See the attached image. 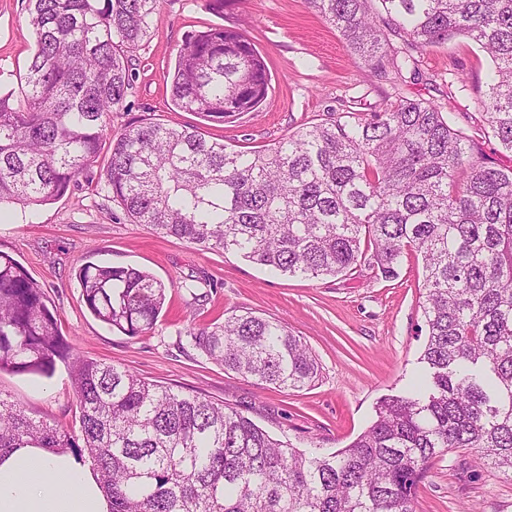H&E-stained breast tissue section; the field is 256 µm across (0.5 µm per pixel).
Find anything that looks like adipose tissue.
Listing matches in <instances>:
<instances>
[{"mask_svg": "<svg viewBox=\"0 0 512 512\" xmlns=\"http://www.w3.org/2000/svg\"><path fill=\"white\" fill-rule=\"evenodd\" d=\"M40 480H31L30 470ZM0 512H109L90 464L67 453L20 448L0 457Z\"/></svg>", "mask_w": 512, "mask_h": 512, "instance_id": "obj_1", "label": "adipose tissue"}]
</instances>
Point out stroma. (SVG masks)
Masks as SVG:
<instances>
[{
	"label": "stroma",
	"instance_id": "35a3bbf8",
	"mask_svg": "<svg viewBox=\"0 0 512 512\" xmlns=\"http://www.w3.org/2000/svg\"><path fill=\"white\" fill-rule=\"evenodd\" d=\"M27 4L0 0V94L17 99L24 89L20 76L35 48ZM223 25L246 32L264 57L271 82L257 111L214 124L173 106L169 83L186 35ZM137 56L126 107L112 115L116 134L151 118L194 125L205 137L260 150L330 116L376 110L400 98L438 105L454 129L476 139L502 167H512V153L489 133L480 105L491 62L464 37L415 52L416 76L379 82L306 0H236L220 15L206 0H160ZM107 160L100 155L60 199L11 207L0 224V251L43 289L80 355L239 407L271 434L325 452L349 444L371 424L380 401L403 393L425 340L424 271L417 252L406 251L392 279L366 267L313 280L273 275L239 256L134 223L121 204L95 190ZM88 262L131 265L166 284V303L153 333L125 336L87 310L78 272ZM190 276L195 279L191 291L181 286ZM247 311L286 321L304 338L321 370L311 388L287 391L243 377L201 356L182 335L191 325ZM0 392L30 416L79 430L64 364L49 377L2 371ZM415 509L512 512V477L483 466L469 450L456 449L432 461L418 486Z\"/></svg>",
	"mask_w": 512,
	"mask_h": 512
}]
</instances>
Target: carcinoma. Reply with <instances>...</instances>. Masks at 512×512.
<instances>
[{"label": "carcinoma", "instance_id": "cac0c4a2", "mask_svg": "<svg viewBox=\"0 0 512 512\" xmlns=\"http://www.w3.org/2000/svg\"><path fill=\"white\" fill-rule=\"evenodd\" d=\"M379 2L381 24L370 0H307L378 79L402 77L411 49L472 40L493 63L488 128L512 152V0ZM156 7L28 0L26 92L17 103L0 95V207L64 196L106 147L97 192L205 250L312 280L361 264L390 279L413 249L424 270L420 382L381 401L346 447L300 449L236 407L80 356L42 288L0 252V371L50 376L62 361L79 410L75 435L0 392V457L71 449L99 473L110 512H415L431 461L458 448L512 477V168L410 99L249 152L149 118L114 135ZM269 88L255 44L224 26L185 37L170 82L174 106L216 124L257 109ZM78 278L97 319L131 338L154 332L162 281L93 262ZM184 336L206 359L278 388L301 391L320 374L282 320L233 314Z\"/></svg>", "mask_w": 512, "mask_h": 512}]
</instances>
